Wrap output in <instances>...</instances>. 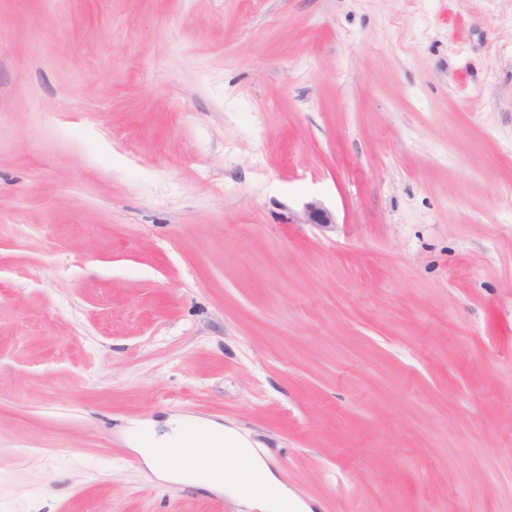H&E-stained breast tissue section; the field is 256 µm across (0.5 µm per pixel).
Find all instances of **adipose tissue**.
I'll return each mask as SVG.
<instances>
[{
  "label": "adipose tissue",
  "mask_w": 512,
  "mask_h": 512,
  "mask_svg": "<svg viewBox=\"0 0 512 512\" xmlns=\"http://www.w3.org/2000/svg\"><path fill=\"white\" fill-rule=\"evenodd\" d=\"M140 453L161 469L171 456H178L179 478L210 488L235 483L245 501L270 504L274 512H294L297 505L280 491L249 443L219 426L178 429L171 440L141 448Z\"/></svg>",
  "instance_id": "obj_1"
}]
</instances>
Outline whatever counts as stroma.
Returning a JSON list of instances; mask_svg holds the SVG:
<instances>
[{"mask_svg":"<svg viewBox=\"0 0 512 512\" xmlns=\"http://www.w3.org/2000/svg\"><path fill=\"white\" fill-rule=\"evenodd\" d=\"M178 417L512 512V0H0V512H241Z\"/></svg>","mask_w":512,"mask_h":512,"instance_id":"obj_1","label":"stroma"}]
</instances>
